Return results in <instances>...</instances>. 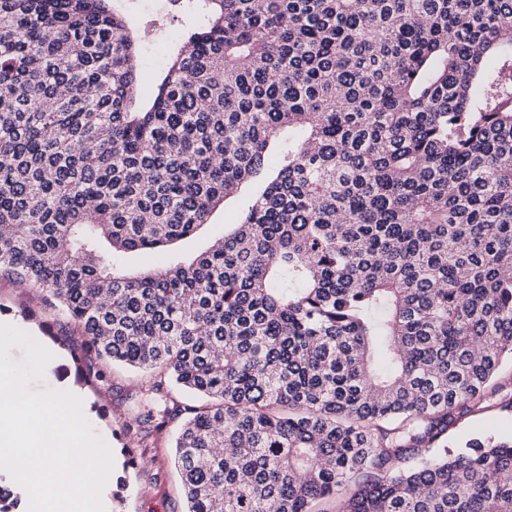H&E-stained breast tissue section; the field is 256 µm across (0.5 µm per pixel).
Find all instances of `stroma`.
Listing matches in <instances>:
<instances>
[{"instance_id": "stroma-1", "label": "stroma", "mask_w": 512, "mask_h": 512, "mask_svg": "<svg viewBox=\"0 0 512 512\" xmlns=\"http://www.w3.org/2000/svg\"><path fill=\"white\" fill-rule=\"evenodd\" d=\"M184 16L171 19L162 34L144 35L139 44L140 95L149 98L157 75L170 61V48L178 40L186 25ZM244 206L241 195L227 199L223 208L216 210L207 225L190 238L179 241L174 255L191 256L207 248L216 238L223 236L227 225L237 223ZM46 318L45 306L34 290L0 278V323L23 324L39 330ZM51 346L58 355L46 368L44 380L32 383L31 388L41 391H82L87 398L86 417L93 427L106 430V441L112 448L113 477L124 474V458L120 453L127 439L122 426L138 410L134 395L145 383L144 373L120 366L104 365V378L97 387L82 386L75 376L70 350L76 347L79 336L70 333L65 319L55 318ZM498 391L472 412L458 418L448 430L447 445L456 449L473 438H512V362L505 363L496 378ZM176 423H169L153 434L138 448L139 471L133 486L125 492L122 501L112 504V512H184L185 504L180 479L173 465Z\"/></svg>"}]
</instances>
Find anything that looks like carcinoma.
<instances>
[{
	"mask_svg": "<svg viewBox=\"0 0 512 512\" xmlns=\"http://www.w3.org/2000/svg\"><path fill=\"white\" fill-rule=\"evenodd\" d=\"M181 8L142 108L113 0H0V277L148 374L185 512H512V440L443 445L512 359V0ZM244 206L242 193L225 200L224 207L216 210L198 233L190 238L179 241L171 251L177 256H191L207 248L216 238L224 235V226L236 224Z\"/></svg>",
	"mask_w": 512,
	"mask_h": 512,
	"instance_id": "obj_1",
	"label": "carcinoma"
}]
</instances>
